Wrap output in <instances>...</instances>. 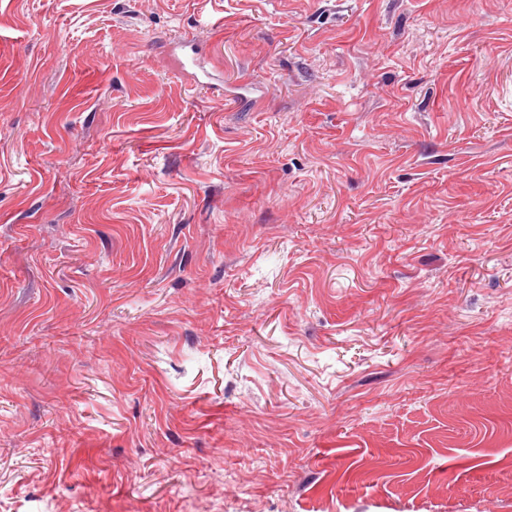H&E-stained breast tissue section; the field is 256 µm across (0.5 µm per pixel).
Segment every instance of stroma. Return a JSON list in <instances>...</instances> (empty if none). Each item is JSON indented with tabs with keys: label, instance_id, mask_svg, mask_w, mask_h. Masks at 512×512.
Segmentation results:
<instances>
[{
	"label": "stroma",
	"instance_id": "obj_1",
	"mask_svg": "<svg viewBox=\"0 0 512 512\" xmlns=\"http://www.w3.org/2000/svg\"><path fill=\"white\" fill-rule=\"evenodd\" d=\"M0 512H512V0H0Z\"/></svg>",
	"mask_w": 512,
	"mask_h": 512
}]
</instances>
